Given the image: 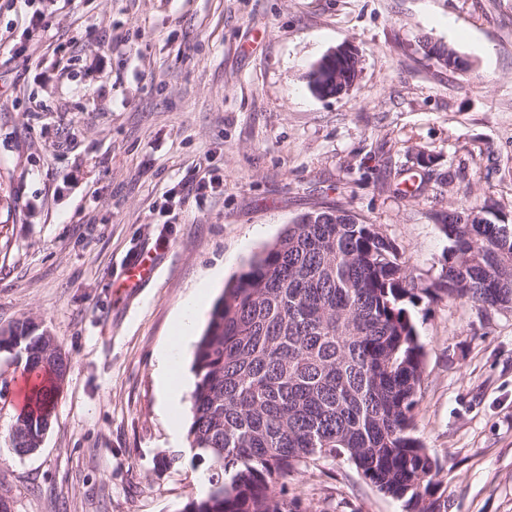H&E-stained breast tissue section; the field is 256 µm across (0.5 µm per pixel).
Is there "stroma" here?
I'll use <instances>...</instances> for the list:
<instances>
[{
    "label": "stroma",
    "instance_id": "35a3bbf8",
    "mask_svg": "<svg viewBox=\"0 0 512 512\" xmlns=\"http://www.w3.org/2000/svg\"><path fill=\"white\" fill-rule=\"evenodd\" d=\"M23 16L0 0V329L31 318L71 368L41 448L0 440L11 512H183L206 492L169 433L157 353L189 288L207 277L219 297L298 215L377 225L423 287L448 248L441 213L481 198L512 224V0H67L36 67L9 53ZM342 44L359 77L319 96L311 68ZM147 249L148 286L121 288ZM411 315L416 434L448 512H512V309L443 299ZM25 379L0 351V424ZM288 490L315 512H402L344 460L301 467Z\"/></svg>",
    "mask_w": 512,
    "mask_h": 512
}]
</instances>
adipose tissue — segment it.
Wrapping results in <instances>:
<instances>
[{
	"label": "adipose tissue",
	"mask_w": 512,
	"mask_h": 512,
	"mask_svg": "<svg viewBox=\"0 0 512 512\" xmlns=\"http://www.w3.org/2000/svg\"><path fill=\"white\" fill-rule=\"evenodd\" d=\"M209 296L207 283L191 288L173 323L172 335L158 356L156 377L160 400L167 414L170 433L175 437L181 433L179 409L184 392V385L180 381L182 358L192 341L194 322L206 309Z\"/></svg>",
	"instance_id": "ef3b65f1"
}]
</instances>
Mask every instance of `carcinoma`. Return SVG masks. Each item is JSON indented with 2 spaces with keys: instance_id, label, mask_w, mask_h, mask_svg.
Here are the masks:
<instances>
[{
  "instance_id": "1",
  "label": "carcinoma",
  "mask_w": 512,
  "mask_h": 512,
  "mask_svg": "<svg viewBox=\"0 0 512 512\" xmlns=\"http://www.w3.org/2000/svg\"><path fill=\"white\" fill-rule=\"evenodd\" d=\"M435 288H421L396 244L351 214L299 215L225 287L197 343L189 448L208 465L206 494L183 512H313L288 476L342 458L404 512H448L441 471L414 435L424 348L410 310L423 300L512 302L505 221L444 224ZM49 384L11 423V447L39 448L67 357L32 319L0 330Z\"/></svg>"
}]
</instances>
